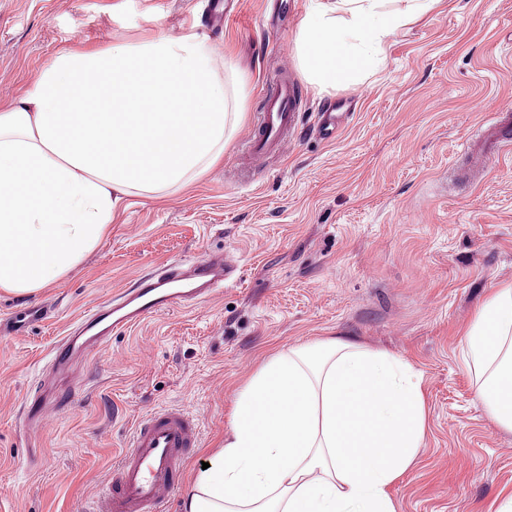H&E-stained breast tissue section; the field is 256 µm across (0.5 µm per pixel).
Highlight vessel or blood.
Wrapping results in <instances>:
<instances>
[{"label":"vessel or blood","instance_id":"vessel-or-blood-1","mask_svg":"<svg viewBox=\"0 0 512 512\" xmlns=\"http://www.w3.org/2000/svg\"><path fill=\"white\" fill-rule=\"evenodd\" d=\"M300 112L298 85L288 74H281L268 91L256 126L242 142V153L256 159L287 154L301 134ZM486 134L495 147L477 157L483 170L496 163L501 146L512 143L511 100L494 112ZM237 271L233 255L211 251L188 262L164 264L93 307L53 348L49 366L30 389L27 422L49 428L71 406L82 387L80 364L102 349L113 334L149 316L213 297L218 288L235 280ZM197 443L196 424L184 410L170 408L142 418L112 470L111 481L93 499L90 512H161L181 483L182 450Z\"/></svg>","mask_w":512,"mask_h":512}]
</instances>
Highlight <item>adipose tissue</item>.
Returning a JSON list of instances; mask_svg holds the SVG:
<instances>
[{"label":"adipose tissue","instance_id":"adipose-tissue-1","mask_svg":"<svg viewBox=\"0 0 512 512\" xmlns=\"http://www.w3.org/2000/svg\"><path fill=\"white\" fill-rule=\"evenodd\" d=\"M433 3L311 0L296 37L301 66L318 86L335 85ZM242 116L196 33L59 52L0 103V293L27 297L65 277L106 236L124 196L207 173ZM463 353L486 411L512 430V284L478 306ZM424 435L408 363L342 336L279 349L239 389L182 512H396L388 489Z\"/></svg>","mask_w":512,"mask_h":512}]
</instances>
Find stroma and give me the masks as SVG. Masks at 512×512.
Masks as SVG:
<instances>
[{
    "mask_svg": "<svg viewBox=\"0 0 512 512\" xmlns=\"http://www.w3.org/2000/svg\"><path fill=\"white\" fill-rule=\"evenodd\" d=\"M0 0V98L19 97L67 48L106 50L195 32L245 79L244 117L223 159L155 198L124 197L110 232L67 277L37 295H0V512H87L135 422L181 408L198 419L184 463H213L238 388L262 357L348 336L409 361L421 379L426 435L390 489L397 512H484L512 495V431L478 399L462 338L484 298L512 282V149L463 177L462 143L479 141L489 107L512 99V0H437L383 44L380 61L321 90L295 35L308 0ZM304 94V119L332 99L335 141L300 140L237 178L241 142L280 72ZM232 251L239 279L191 309L148 317L87 364L74 405L46 431L22 411L70 324L140 274L205 250ZM53 314L11 333L32 305Z\"/></svg>",
    "mask_w": 512,
    "mask_h": 512,
    "instance_id": "obj_1",
    "label": "stroma"
}]
</instances>
